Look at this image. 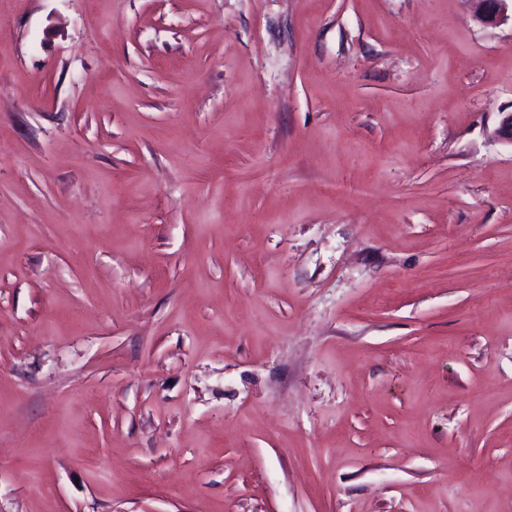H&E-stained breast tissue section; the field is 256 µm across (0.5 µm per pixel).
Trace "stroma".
Returning a JSON list of instances; mask_svg holds the SVG:
<instances>
[{"instance_id":"35a3bbf8","label":"stroma","mask_w":512,"mask_h":512,"mask_svg":"<svg viewBox=\"0 0 512 512\" xmlns=\"http://www.w3.org/2000/svg\"><path fill=\"white\" fill-rule=\"evenodd\" d=\"M512 22L0 0V512H512Z\"/></svg>"}]
</instances>
